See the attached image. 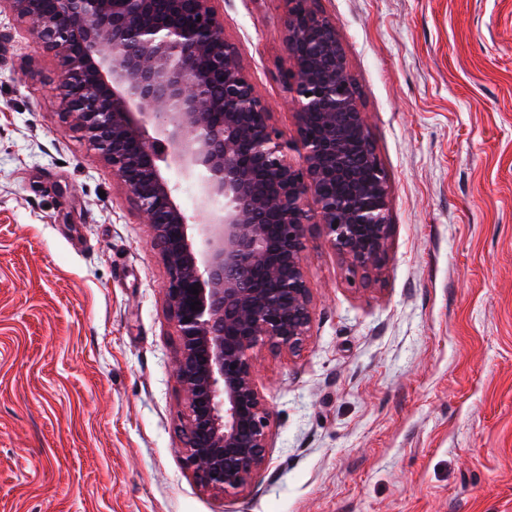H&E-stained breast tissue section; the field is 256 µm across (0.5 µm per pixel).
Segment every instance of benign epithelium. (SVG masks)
<instances>
[{
  "label": "benign epithelium",
  "mask_w": 512,
  "mask_h": 512,
  "mask_svg": "<svg viewBox=\"0 0 512 512\" xmlns=\"http://www.w3.org/2000/svg\"><path fill=\"white\" fill-rule=\"evenodd\" d=\"M221 2L56 0L48 9L45 0H0V12L30 23L61 59L65 115L152 228L180 342L186 462L200 487L228 499L268 464L271 415L255 351L294 355L310 337L312 229L347 279L367 286L384 274L394 224L387 171L317 0H284L293 140L273 127L224 36ZM173 174L194 189L190 213Z\"/></svg>",
  "instance_id": "7a95c632"
}]
</instances>
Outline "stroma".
<instances>
[{"label":"stroma","instance_id":"35a3bbf8","mask_svg":"<svg viewBox=\"0 0 512 512\" xmlns=\"http://www.w3.org/2000/svg\"><path fill=\"white\" fill-rule=\"evenodd\" d=\"M389 176L384 278L322 237L311 336L261 353L269 464L185 463L179 338L152 231L64 115L60 61L0 14V512H512V0H318ZM282 0H224L272 124Z\"/></svg>","mask_w":512,"mask_h":512}]
</instances>
